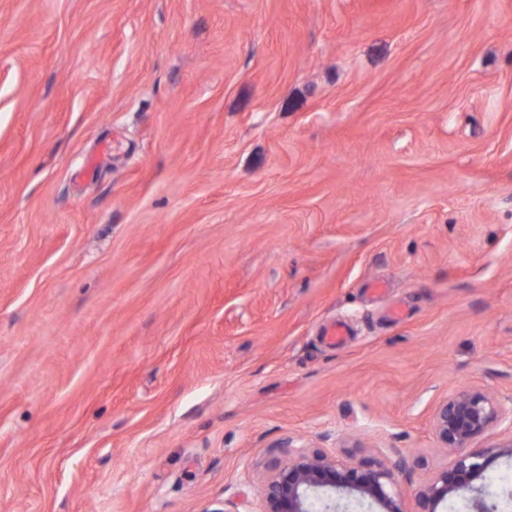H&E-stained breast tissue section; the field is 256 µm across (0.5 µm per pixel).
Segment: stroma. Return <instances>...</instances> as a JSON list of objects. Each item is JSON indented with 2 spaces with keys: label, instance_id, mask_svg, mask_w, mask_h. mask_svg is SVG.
I'll return each mask as SVG.
<instances>
[{
  "label": "stroma",
  "instance_id": "1",
  "mask_svg": "<svg viewBox=\"0 0 512 512\" xmlns=\"http://www.w3.org/2000/svg\"><path fill=\"white\" fill-rule=\"evenodd\" d=\"M472 387L512 410V0H0V512H261L290 439L416 512Z\"/></svg>",
  "mask_w": 512,
  "mask_h": 512
}]
</instances>
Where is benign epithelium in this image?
Segmentation results:
<instances>
[{"label": "benign epithelium", "mask_w": 512, "mask_h": 512, "mask_svg": "<svg viewBox=\"0 0 512 512\" xmlns=\"http://www.w3.org/2000/svg\"><path fill=\"white\" fill-rule=\"evenodd\" d=\"M504 419L501 408L484 391L466 388L440 401L432 427L440 447L457 452L416 494L417 512H437L439 504L467 496L472 512H505L512 506V488L491 499L473 481L494 461L512 459V443L493 448L472 444ZM284 459L275 461L265 477L262 512H351L355 505L368 512H402L390 493L394 469L374 459L347 463L320 450L295 447L287 441Z\"/></svg>", "instance_id": "benign-epithelium-1"}]
</instances>
